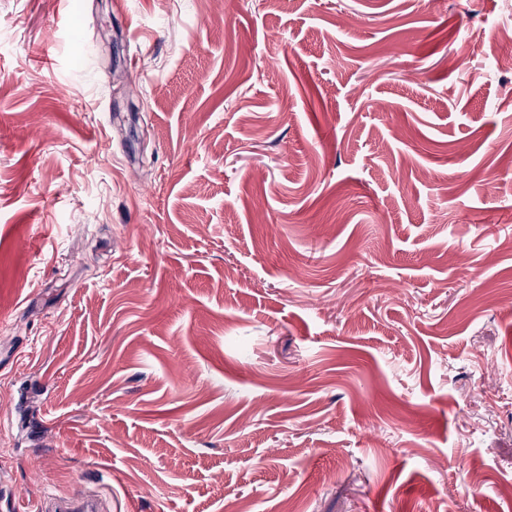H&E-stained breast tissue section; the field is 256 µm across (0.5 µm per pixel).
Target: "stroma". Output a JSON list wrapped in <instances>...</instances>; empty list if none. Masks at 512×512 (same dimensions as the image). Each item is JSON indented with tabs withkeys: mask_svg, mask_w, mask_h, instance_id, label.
<instances>
[{
	"mask_svg": "<svg viewBox=\"0 0 512 512\" xmlns=\"http://www.w3.org/2000/svg\"><path fill=\"white\" fill-rule=\"evenodd\" d=\"M64 1L0 0L20 512H512V0ZM44 512H100L104 508L97 500L85 496L46 497L41 503Z\"/></svg>",
	"mask_w": 512,
	"mask_h": 512,
	"instance_id": "35a3bbf8",
	"label": "stroma"
}]
</instances>
